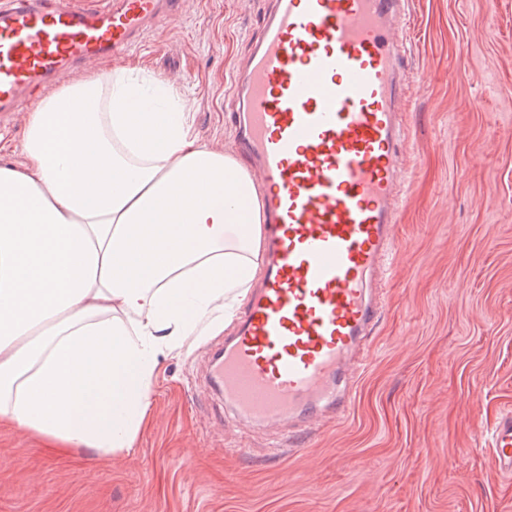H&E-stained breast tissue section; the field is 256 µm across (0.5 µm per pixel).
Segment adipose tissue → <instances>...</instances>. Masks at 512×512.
Segmentation results:
<instances>
[{"instance_id": "adipose-tissue-1", "label": "adipose tissue", "mask_w": 512, "mask_h": 512, "mask_svg": "<svg viewBox=\"0 0 512 512\" xmlns=\"http://www.w3.org/2000/svg\"><path fill=\"white\" fill-rule=\"evenodd\" d=\"M263 209L175 85L116 69L43 98L0 164V421L130 448L161 359L246 301Z\"/></svg>"}]
</instances>
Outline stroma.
Listing matches in <instances>:
<instances>
[{
  "label": "stroma",
  "mask_w": 512,
  "mask_h": 512,
  "mask_svg": "<svg viewBox=\"0 0 512 512\" xmlns=\"http://www.w3.org/2000/svg\"><path fill=\"white\" fill-rule=\"evenodd\" d=\"M267 0L185 14L87 73L175 83L197 135L237 157L234 71ZM406 192L371 353L344 418L294 453L224 418L202 382L226 331L166 359L148 424L107 455L0 422V512H512L489 436L512 412V0H410Z\"/></svg>",
  "instance_id": "stroma-1"
}]
</instances>
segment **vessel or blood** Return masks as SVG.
I'll return each instance as SVG.
<instances>
[{
    "instance_id": "1",
    "label": "vessel or blood",
    "mask_w": 512,
    "mask_h": 512,
    "mask_svg": "<svg viewBox=\"0 0 512 512\" xmlns=\"http://www.w3.org/2000/svg\"><path fill=\"white\" fill-rule=\"evenodd\" d=\"M236 83L242 156L262 179L267 263L211 385L239 419L287 422L286 447L344 417L381 316L410 80L405 0H271ZM183 0H0V112L68 69L130 51ZM512 474V414L491 432Z\"/></svg>"
}]
</instances>
